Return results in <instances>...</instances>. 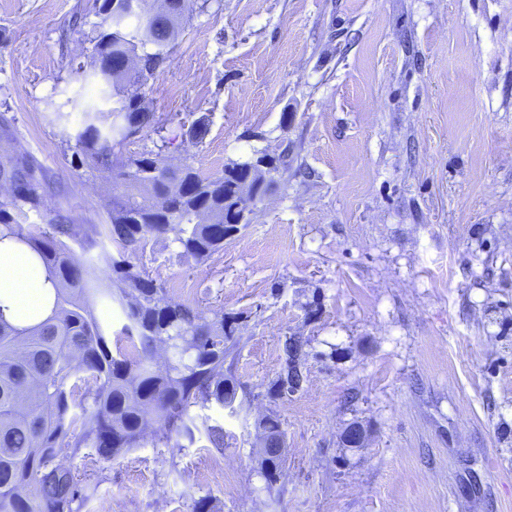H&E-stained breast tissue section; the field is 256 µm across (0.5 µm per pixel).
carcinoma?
I'll return each mask as SVG.
<instances>
[{"label":"carcinoma","instance_id":"obj_1","mask_svg":"<svg viewBox=\"0 0 512 512\" xmlns=\"http://www.w3.org/2000/svg\"><path fill=\"white\" fill-rule=\"evenodd\" d=\"M100 30L93 40L90 68L114 91L111 122L84 113L75 135L76 154L91 171L108 170L125 178V190L112 196L108 223L77 239L74 225L58 212L50 231L25 228L29 213L40 209L44 175L27 154L0 160V229L27 245L54 281V315L32 327L17 328L0 317V512H77L82 501L73 472L58 461L62 447L85 448L108 460L138 446L149 427L166 440L194 442L197 428L190 408L199 402H232L237 385L224 377V361L234 336L231 318L214 310L211 317L175 301L166 288L131 262L147 237L174 234L183 253L196 261L224 247V239L248 223L239 207L243 188L251 199L264 195L271 181L255 165L288 170V155L262 154L232 163L218 177H203L185 164L170 168L163 148L125 154L124 129L162 130L150 111L149 81L164 64L166 48L178 35L189 0L161 10L139 0L155 18L138 41L140 12L125 19L137 25L107 30L109 10L126 8L128 0H94ZM140 58L135 68L127 62ZM70 240L90 251L109 240L123 254L112 259L105 284L95 268L79 260ZM118 304L127 319L125 339L110 348L97 305ZM170 351L167 369L155 367L158 345ZM276 393L294 392L303 382L304 344L285 338ZM280 462L272 445L262 453L261 470L269 483Z\"/></svg>","mask_w":512,"mask_h":512}]
</instances>
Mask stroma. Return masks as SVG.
<instances>
[{
    "label": "stroma",
    "mask_w": 512,
    "mask_h": 512,
    "mask_svg": "<svg viewBox=\"0 0 512 512\" xmlns=\"http://www.w3.org/2000/svg\"><path fill=\"white\" fill-rule=\"evenodd\" d=\"M91 3L0 0V154L41 165V230L62 209L87 233L123 190L75 153L84 113L114 106ZM147 100L171 164L215 177L285 150L293 170L207 260L169 235L135 256L234 317L237 398L193 406L181 448L150 430L108 461L64 450L80 512H512V0H193ZM288 336L307 382L280 396Z\"/></svg>",
    "instance_id": "obj_1"
}]
</instances>
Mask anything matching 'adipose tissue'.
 <instances>
[{"instance_id": "obj_1", "label": "adipose tissue", "mask_w": 512, "mask_h": 512, "mask_svg": "<svg viewBox=\"0 0 512 512\" xmlns=\"http://www.w3.org/2000/svg\"><path fill=\"white\" fill-rule=\"evenodd\" d=\"M53 283L30 248L0 240V314L18 327H31L53 314Z\"/></svg>"}]
</instances>
